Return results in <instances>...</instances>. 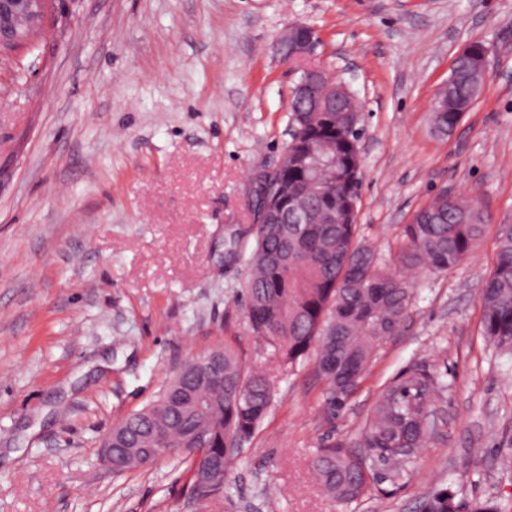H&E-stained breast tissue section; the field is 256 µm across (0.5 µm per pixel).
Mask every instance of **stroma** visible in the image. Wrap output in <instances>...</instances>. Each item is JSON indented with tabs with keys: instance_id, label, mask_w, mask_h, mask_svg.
Segmentation results:
<instances>
[{
	"instance_id": "1",
	"label": "stroma",
	"mask_w": 512,
	"mask_h": 512,
	"mask_svg": "<svg viewBox=\"0 0 512 512\" xmlns=\"http://www.w3.org/2000/svg\"><path fill=\"white\" fill-rule=\"evenodd\" d=\"M312 27L320 65L356 94L364 156L359 238L397 254L415 211L475 196L493 221L473 254L405 270L397 335L336 416L313 364L281 369L246 330L244 265L227 227L252 222V176L288 142L302 63L288 26ZM491 48L453 133L429 108L468 42ZM512 223V0H67L53 34L0 61V512H418L451 487L512 512V353L483 332L479 292L497 225ZM232 344L275 387L274 407L200 508L182 460L123 473L102 435L153 400L174 367ZM444 371L438 435L397 479L330 501L316 449L357 439L406 370Z\"/></svg>"
}]
</instances>
